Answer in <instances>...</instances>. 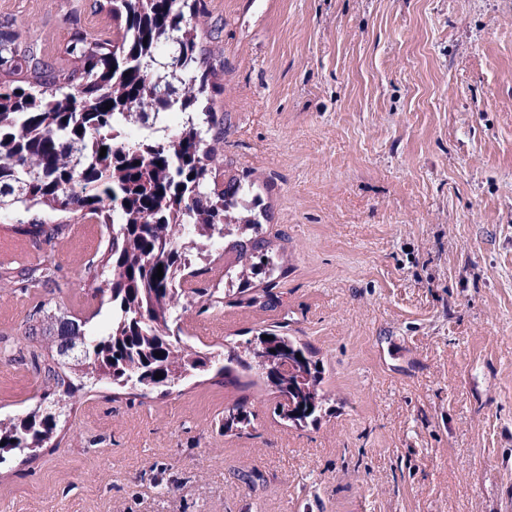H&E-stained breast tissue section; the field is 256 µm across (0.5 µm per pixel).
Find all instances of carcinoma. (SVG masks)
<instances>
[{
  "label": "carcinoma",
  "mask_w": 512,
  "mask_h": 512,
  "mask_svg": "<svg viewBox=\"0 0 512 512\" xmlns=\"http://www.w3.org/2000/svg\"><path fill=\"white\" fill-rule=\"evenodd\" d=\"M92 9L111 17L112 33L91 36L71 18L63 48L69 68L57 65L38 40H19L12 18L0 17V223L52 238L72 222L105 226L108 276L95 291L112 303V327L95 331L57 318V367H48V376L67 396L103 377L144 394L170 389L216 363L209 350L181 347L183 331L174 318L179 297L205 292L186 290L177 278L196 228L212 241L230 235L232 224L242 235L254 233L234 243L237 263L224 267V283L233 285L238 303L266 306L278 299L279 263L261 224L266 203L249 175L224 183L213 172L220 121L212 95L224 86L193 24L207 14L206 0H94ZM176 108L186 121L174 133L114 144L112 132L136 130ZM241 209L248 216L237 217ZM41 210L60 218L48 229L44 220L24 219ZM177 219L189 240L169 234ZM257 276L259 290L252 287ZM253 345L265 346L268 363L286 359L293 368L263 372L251 356ZM224 361V372L234 364L254 370L274 389V412L284 423L305 427L324 411V369L287 324L261 330L224 353ZM64 415L54 399L0 422V455L35 454ZM252 428L254 414L245 404L224 410V434Z\"/></svg>",
  "instance_id": "1"
}]
</instances>
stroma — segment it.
Wrapping results in <instances>:
<instances>
[{
    "label": "stroma",
    "mask_w": 512,
    "mask_h": 512,
    "mask_svg": "<svg viewBox=\"0 0 512 512\" xmlns=\"http://www.w3.org/2000/svg\"><path fill=\"white\" fill-rule=\"evenodd\" d=\"M93 0H0L58 55ZM224 86L215 159L270 207L279 303L212 305L214 249L176 316L223 353L287 321L325 370L304 429L264 384L210 369L168 393L75 391L36 455L0 461V512H512V0H207ZM108 233L48 239L0 223V419L55 391L58 313L112 318L95 292ZM37 338H30L31 327ZM247 401L251 434L225 435Z\"/></svg>",
    "instance_id": "1"
}]
</instances>
